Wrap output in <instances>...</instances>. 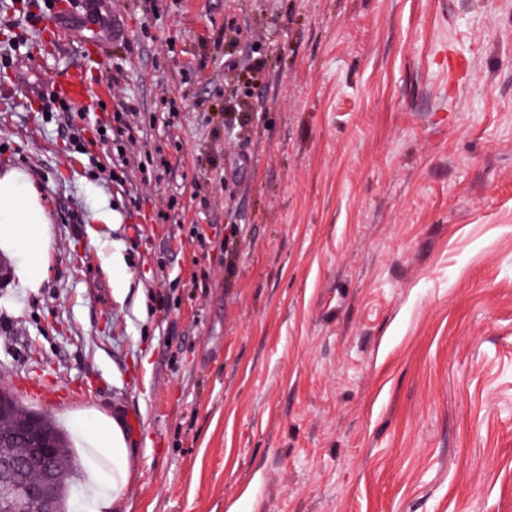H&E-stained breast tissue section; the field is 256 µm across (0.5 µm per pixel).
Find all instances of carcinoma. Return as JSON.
<instances>
[{"mask_svg": "<svg viewBox=\"0 0 512 512\" xmlns=\"http://www.w3.org/2000/svg\"><path fill=\"white\" fill-rule=\"evenodd\" d=\"M39 438L50 442L55 454L68 460V464L60 466L54 474V486L62 497L52 502L58 512H67L70 486L65 476L76 467L67 437L50 419L26 410L9 393L0 390V458L25 462L30 478L36 479L39 466L31 457V449Z\"/></svg>", "mask_w": 512, "mask_h": 512, "instance_id": "1", "label": "carcinoma"}]
</instances>
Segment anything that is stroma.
I'll return each instance as SVG.
<instances>
[{"mask_svg": "<svg viewBox=\"0 0 512 512\" xmlns=\"http://www.w3.org/2000/svg\"><path fill=\"white\" fill-rule=\"evenodd\" d=\"M71 2L0 0V170L53 216L0 389L122 417V512H512V0H116L101 43ZM126 99L172 167L118 184ZM50 92L58 98L79 99L89 94L85 84L84 76L81 72L73 73L63 84H53Z\"/></svg>", "mask_w": 512, "mask_h": 512, "instance_id": "obj_1", "label": "stroma"}]
</instances>
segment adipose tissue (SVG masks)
Listing matches in <instances>:
<instances>
[{"mask_svg": "<svg viewBox=\"0 0 512 512\" xmlns=\"http://www.w3.org/2000/svg\"><path fill=\"white\" fill-rule=\"evenodd\" d=\"M51 224L52 215L29 172L18 167L1 170L0 251L22 257L16 271L20 292L14 309H21L46 277ZM121 425L120 419L100 414L93 427H82L78 434L89 448L85 461L91 512H120L122 508L131 460Z\"/></svg>", "mask_w": 512, "mask_h": 512, "instance_id": "1", "label": "adipose tissue"}]
</instances>
